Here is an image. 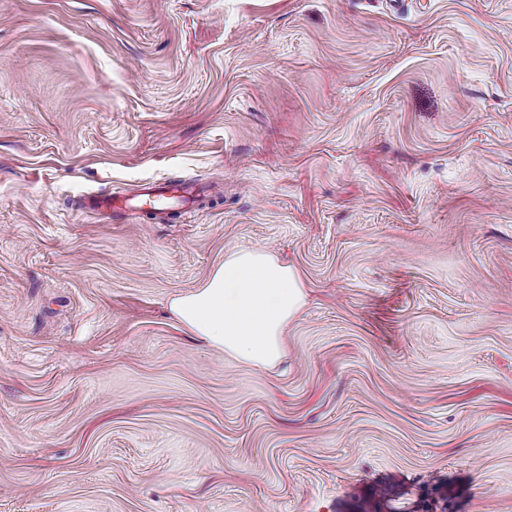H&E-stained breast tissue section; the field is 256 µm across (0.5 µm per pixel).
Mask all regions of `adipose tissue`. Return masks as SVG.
I'll return each instance as SVG.
<instances>
[{
  "label": "adipose tissue",
  "mask_w": 512,
  "mask_h": 512,
  "mask_svg": "<svg viewBox=\"0 0 512 512\" xmlns=\"http://www.w3.org/2000/svg\"><path fill=\"white\" fill-rule=\"evenodd\" d=\"M305 297L295 269L273 253L240 249L225 255L199 288L173 299L170 310L218 351L270 367L282 357L284 330Z\"/></svg>",
  "instance_id": "adipose-tissue-1"
}]
</instances>
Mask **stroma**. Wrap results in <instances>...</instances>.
<instances>
[{
    "instance_id": "35a3bbf8",
    "label": "stroma",
    "mask_w": 512,
    "mask_h": 512,
    "mask_svg": "<svg viewBox=\"0 0 512 512\" xmlns=\"http://www.w3.org/2000/svg\"><path fill=\"white\" fill-rule=\"evenodd\" d=\"M0 512H512V0H0ZM196 190V185L175 186L172 184H153L150 189L138 195L137 199L142 202V207L149 206L157 214L163 215L166 213V209L158 207V201L160 199H175L180 202L189 203ZM298 272L270 252L240 249L224 256L196 290L170 310L189 333L255 366L275 365L283 333L305 303Z\"/></svg>"
}]
</instances>
